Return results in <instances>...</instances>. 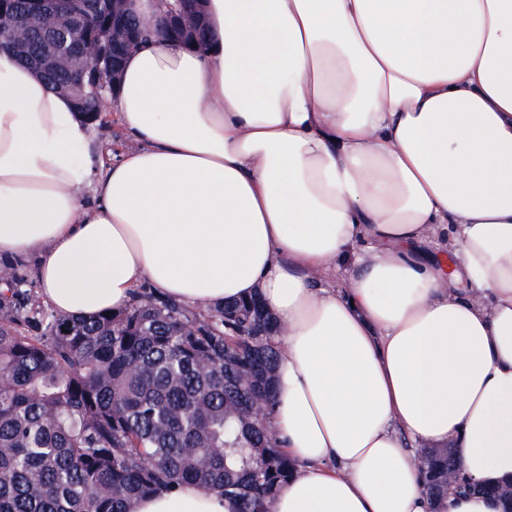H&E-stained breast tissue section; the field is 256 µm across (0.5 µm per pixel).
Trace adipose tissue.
<instances>
[{"label": "adipose tissue", "instance_id": "1", "mask_svg": "<svg viewBox=\"0 0 512 512\" xmlns=\"http://www.w3.org/2000/svg\"><path fill=\"white\" fill-rule=\"evenodd\" d=\"M88 121L0 50V257L89 318L259 296L284 329L269 512H502L512 477V0H204ZM471 492L427 499L408 443ZM204 486L129 512H235ZM202 1L203 0H176V5L168 10H163L160 17L164 16L163 20L169 26H176L183 30L192 29L198 21V12L200 10L199 4L202 3ZM180 2L192 3L194 7L193 10L179 6ZM160 30L168 39L172 41H181L186 44H188V41L197 44V39H203L206 36L205 28L200 22L196 25L194 31L188 34L170 33L167 36L162 27H160Z\"/></svg>", "mask_w": 512, "mask_h": 512}]
</instances>
